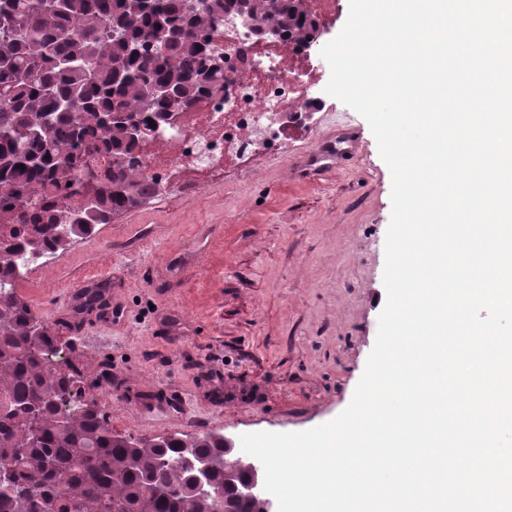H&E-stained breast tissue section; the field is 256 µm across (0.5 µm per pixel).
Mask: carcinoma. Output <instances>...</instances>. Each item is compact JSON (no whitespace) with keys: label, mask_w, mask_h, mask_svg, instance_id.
Instances as JSON below:
<instances>
[{"label":"carcinoma","mask_w":512,"mask_h":512,"mask_svg":"<svg viewBox=\"0 0 512 512\" xmlns=\"http://www.w3.org/2000/svg\"><path fill=\"white\" fill-rule=\"evenodd\" d=\"M241 8L257 24L303 42L311 18L293 0H0V18L20 33L6 35L0 58V278L21 276L18 259L65 251L111 215L160 193L162 184L139 168L137 144L111 114L162 118L224 92V67L212 65V37L224 16ZM173 33L156 40L158 23ZM139 46V51L131 47ZM149 87L167 98L145 97ZM97 145L112 157L93 177L85 208L76 197V160ZM51 327L40 323L15 290L0 291V461L13 462L0 482V512H262L239 490L250 479L229 473L224 442L209 433L184 441L126 438L107 416L67 393L70 364ZM208 458L212 481L224 485L216 505L195 491L176 465L186 449Z\"/></svg>","instance_id":"obj_1"}]
</instances>
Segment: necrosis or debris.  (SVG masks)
<instances>
[{
  "instance_id": "4bbe7bcc",
  "label": "necrosis or debris",
  "mask_w": 512,
  "mask_h": 512,
  "mask_svg": "<svg viewBox=\"0 0 512 512\" xmlns=\"http://www.w3.org/2000/svg\"><path fill=\"white\" fill-rule=\"evenodd\" d=\"M261 43L244 27L223 42V94L180 112L175 133H162L141 147L147 175L161 178L181 169L205 182L227 164L264 151L287 152L290 133L306 124L324 88L300 80L301 46L281 38L264 51Z\"/></svg>"
}]
</instances>
